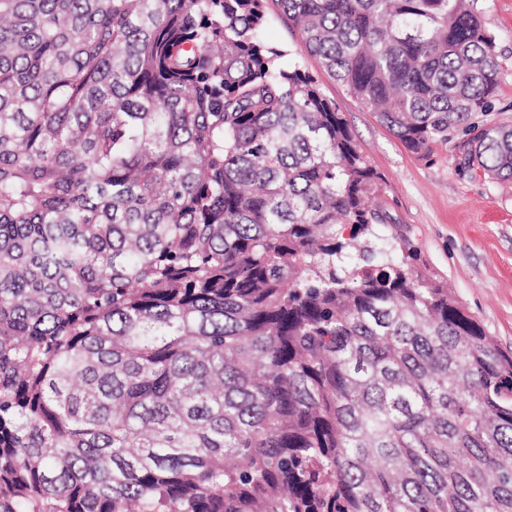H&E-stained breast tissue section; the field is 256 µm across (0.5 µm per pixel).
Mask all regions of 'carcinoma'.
<instances>
[{
    "label": "carcinoma",
    "instance_id": "carcinoma-1",
    "mask_svg": "<svg viewBox=\"0 0 512 512\" xmlns=\"http://www.w3.org/2000/svg\"><path fill=\"white\" fill-rule=\"evenodd\" d=\"M266 2L0 0V512H512V352L290 60L512 181L496 37ZM267 12L269 21L266 36L285 47L294 48L296 44L295 35L288 29V22L282 19L276 1H267Z\"/></svg>",
    "mask_w": 512,
    "mask_h": 512
}]
</instances>
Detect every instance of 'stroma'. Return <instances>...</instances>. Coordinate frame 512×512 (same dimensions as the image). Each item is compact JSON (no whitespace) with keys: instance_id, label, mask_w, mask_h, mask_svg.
Returning a JSON list of instances; mask_svg holds the SVG:
<instances>
[{"instance_id":"stroma-1","label":"stroma","mask_w":512,"mask_h":512,"mask_svg":"<svg viewBox=\"0 0 512 512\" xmlns=\"http://www.w3.org/2000/svg\"><path fill=\"white\" fill-rule=\"evenodd\" d=\"M497 35L500 84L488 119L512 124V0H478ZM305 68L346 118L354 140L384 176L387 209L430 270L447 281L468 313L504 350H512V182L462 172L453 145L431 158L408 152L313 58Z\"/></svg>"}]
</instances>
